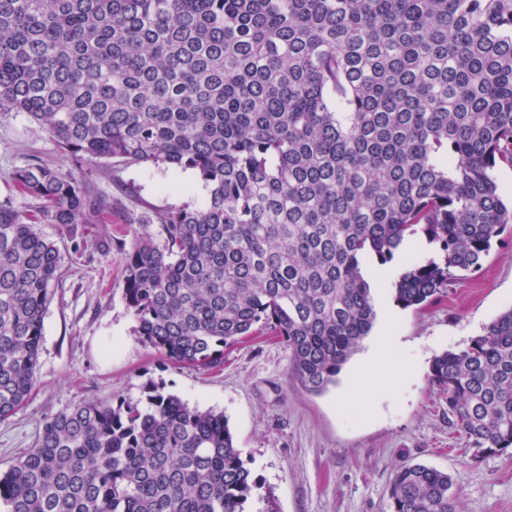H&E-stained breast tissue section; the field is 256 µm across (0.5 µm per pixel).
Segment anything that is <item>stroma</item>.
Instances as JSON below:
<instances>
[{"label":"stroma","instance_id":"stroma-1","mask_svg":"<svg viewBox=\"0 0 512 512\" xmlns=\"http://www.w3.org/2000/svg\"><path fill=\"white\" fill-rule=\"evenodd\" d=\"M36 156L83 182L112 212L73 231L40 227L59 248L64 275L44 317L34 390L16 414L0 420V471L34 446L46 418L88 401H141L158 386L189 406L225 414L260 486L246 512H389V482L404 463L448 472L459 512H512V450L473 458L430 372L436 354L466 347L512 308L511 228L478 269L458 273L421 308L398 305L391 282L376 277L378 262L367 260L376 311L371 334L335 385L315 394L293 375L287 345L270 336L225 349L221 370L207 371L171 364L134 334L123 296L126 252L136 231L157 229L159 213L204 202L209 190L193 172L108 160L78 165L25 113L11 112L0 115V202L34 208L13 174ZM387 328L406 372L388 379L364 414L349 380ZM107 348L112 356L105 362L100 352Z\"/></svg>","mask_w":512,"mask_h":512}]
</instances>
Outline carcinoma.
Here are the masks:
<instances>
[{
  "mask_svg": "<svg viewBox=\"0 0 512 512\" xmlns=\"http://www.w3.org/2000/svg\"><path fill=\"white\" fill-rule=\"evenodd\" d=\"M24 112L74 161L192 170L197 207L157 216L126 253L141 341L215 369L260 334L319 394L370 333L362 269L422 234L442 260L394 281L408 308L481 266L512 224V0H0V114ZM32 211L0 204V419L35 385L61 254L40 224L106 204L32 161ZM478 455L512 448V309L431 363ZM448 473L400 465L390 512H456ZM259 486L224 414L153 388L45 420L0 473L5 512H244Z\"/></svg>",
  "mask_w": 512,
  "mask_h": 512,
  "instance_id": "obj_1",
  "label": "carcinoma"
}]
</instances>
